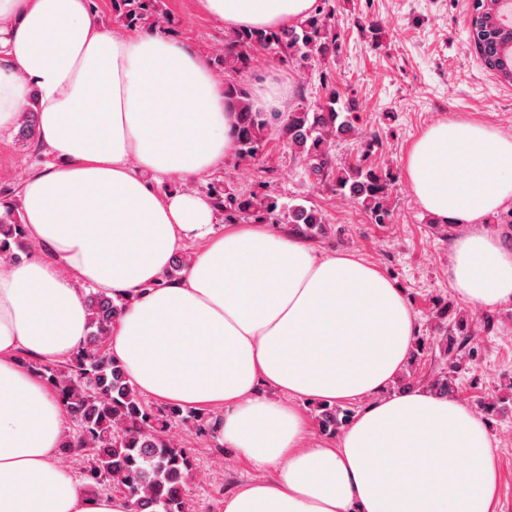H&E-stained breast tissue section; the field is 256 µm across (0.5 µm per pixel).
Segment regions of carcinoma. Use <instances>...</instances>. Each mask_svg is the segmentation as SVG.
Masks as SVG:
<instances>
[{
  "label": "carcinoma",
  "mask_w": 512,
  "mask_h": 512,
  "mask_svg": "<svg viewBox=\"0 0 512 512\" xmlns=\"http://www.w3.org/2000/svg\"><path fill=\"white\" fill-rule=\"evenodd\" d=\"M125 18L135 24L157 13L156 0H122ZM324 9L289 26L272 29H239L228 36L220 63L224 65V95L234 106L235 157L252 164L266 146L269 112L253 109L245 88L234 75L249 68L259 54H270L281 63L305 66L327 63L339 52L337 35L329 27ZM471 43L485 69L497 66L512 69V23L496 15L494 29L488 31L477 18L468 19ZM360 116L332 87L319 104L299 103L282 121V137L298 155L305 171L316 183L356 203L373 224H389L392 210L389 195L395 184L390 169L372 161L382 148L377 136L365 139L361 152L342 161L333 153L336 142L355 136ZM266 181L244 193L215 191L214 204L224 212V223L292 225V231L305 239H315L327 231L318 209L303 204L278 206L264 192ZM24 225L9 211L0 216V255L14 256L12 246L24 245ZM90 311L89 333L82 349L61 363L30 361L23 364L39 375L57 394L70 418L73 430L63 443V453L90 462L93 478H102L125 494L130 512H194L187 486L192 467L190 449L175 442L170 427L180 422L198 433L214 436L213 413L197 414L170 404L153 410L128 382L124 366L106 349L112 324L126 302L98 291L86 295ZM443 320L442 348L448 357V372L433 379L431 391L453 395L452 374L473 353L476 330L491 332L498 315L486 312L467 318L452 314L449 305L437 309ZM317 424L321 431L334 433L352 419L347 409L334 404H318Z\"/></svg>",
  "instance_id": "carcinoma-1"
}]
</instances>
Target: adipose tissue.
Instances as JSON below:
<instances>
[{
	"instance_id": "obj_1",
	"label": "adipose tissue",
	"mask_w": 512,
	"mask_h": 512,
	"mask_svg": "<svg viewBox=\"0 0 512 512\" xmlns=\"http://www.w3.org/2000/svg\"><path fill=\"white\" fill-rule=\"evenodd\" d=\"M231 29L304 20L317 0H197ZM37 114L51 156L19 192L45 254L0 265V512H128L58 458L65 411L18 354L66 361L85 343V293L127 306L107 340L141 394L221 413L227 447L273 476L223 512H496L483 421L452 397L395 390L420 333L404 288L346 252L220 224L209 198L156 181L215 170L233 112L203 54L158 32L117 34L89 0H0V133ZM403 174L432 223L461 232L448 281L474 308L512 306V249L484 227L512 204V136L429 126ZM196 251L180 278L173 256ZM361 401L335 444L307 442L295 402Z\"/></svg>"
}]
</instances>
